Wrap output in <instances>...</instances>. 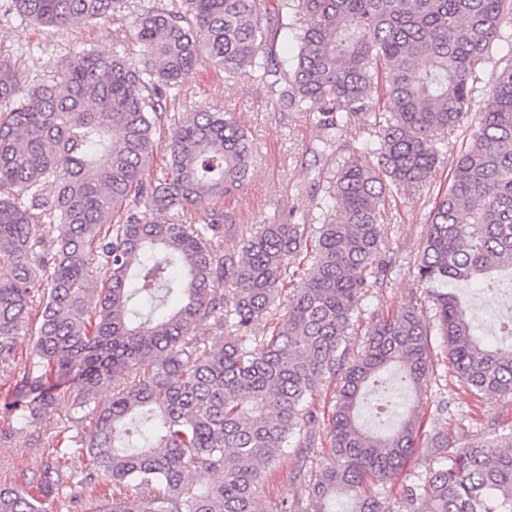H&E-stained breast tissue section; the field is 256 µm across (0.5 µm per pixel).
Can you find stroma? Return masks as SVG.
Returning a JSON list of instances; mask_svg holds the SVG:
<instances>
[{"label": "stroma", "instance_id": "1", "mask_svg": "<svg viewBox=\"0 0 512 512\" xmlns=\"http://www.w3.org/2000/svg\"><path fill=\"white\" fill-rule=\"evenodd\" d=\"M134 20L130 13L117 23L108 20L49 31L0 18V47L22 50L19 68L24 79L49 80L56 74L55 62L76 46H91L109 54L133 44ZM171 109L186 118L195 112L222 109L248 129L254 145L251 179L242 195L224 203L225 211L240 226L268 223L292 212L316 216V204L331 189L348 148L358 147L364 137L359 127H349L342 137L344 150L314 155L321 133L308 117L276 106L250 76H228L205 62L184 78L182 94ZM435 197V192L425 191L413 199L390 203L387 235L400 267L365 300L360 328L350 339L353 351L364 348L374 318L396 314L413 294L421 293L413 268L422 252L424 228ZM32 342V336H18L13 369L0 370V485L16 484L22 474L42 471L49 460L48 448L56 443L71 412V397L77 388L76 383L67 384L52 410L33 426L14 429L8 410L16 399L17 371L27 363ZM443 395L450 406L451 424L461 435L476 437V425L484 419H496L505 428L512 426V399L489 395L471 400L453 382ZM296 471L295 457L283 458L276 469L265 473L259 488L261 497L272 503L287 501L293 512H307V495L295 478Z\"/></svg>", "mask_w": 512, "mask_h": 512}]
</instances>
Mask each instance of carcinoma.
<instances>
[{
    "instance_id": "carcinoma-1",
    "label": "carcinoma",
    "mask_w": 512,
    "mask_h": 512,
    "mask_svg": "<svg viewBox=\"0 0 512 512\" xmlns=\"http://www.w3.org/2000/svg\"><path fill=\"white\" fill-rule=\"evenodd\" d=\"M129 0H3L0 13L60 29L123 17ZM306 27L282 54L290 14ZM512 0H161L136 15L134 46L74 49L59 76L25 85L0 59V366L36 315L10 411L26 428L71 376L84 386L50 462L0 486V512H75L72 485L103 479L95 512H288L258 494L264 472L314 453L315 401L340 381L327 418V457L304 474L313 512H512V432L483 424L462 445L441 400L421 441L423 400L442 339L452 377L473 399L512 397V316L480 336L451 283L512 288ZM510 63L477 87L494 43ZM208 60L261 82L283 107L309 114L333 150L352 125L366 137L338 172L322 222L253 224L237 251L221 203L248 185L252 139L224 111L168 115L186 72ZM480 119L436 196L415 275L424 296L372 325L350 348L371 289L396 258L385 245L386 202L430 187L440 135ZM168 172L149 177L154 152ZM374 163L364 165L359 155ZM170 215L146 220L140 206ZM200 210V224L181 213ZM54 235L39 249L36 227ZM284 315L256 335L281 295ZM95 296V302L86 298ZM130 377L97 402L109 377ZM430 458L425 472L408 461ZM220 473L216 483L194 477ZM37 493L32 494L29 489Z\"/></svg>"
}]
</instances>
